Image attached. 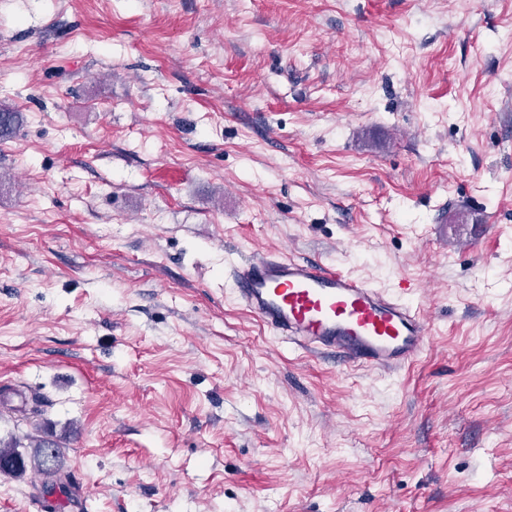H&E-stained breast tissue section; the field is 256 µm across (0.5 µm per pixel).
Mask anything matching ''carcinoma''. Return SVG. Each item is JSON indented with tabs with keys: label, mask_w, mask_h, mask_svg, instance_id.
Segmentation results:
<instances>
[{
	"label": "carcinoma",
	"mask_w": 512,
	"mask_h": 512,
	"mask_svg": "<svg viewBox=\"0 0 512 512\" xmlns=\"http://www.w3.org/2000/svg\"><path fill=\"white\" fill-rule=\"evenodd\" d=\"M62 458V448L56 442L40 441L30 455L23 454L16 445H3L0 446V473L18 478L31 468L42 475L44 494L59 492L65 495L67 486L59 475Z\"/></svg>",
	"instance_id": "carcinoma-1"
}]
</instances>
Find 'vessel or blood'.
Wrapping results in <instances>:
<instances>
[{
  "label": "vessel or blood",
  "mask_w": 512,
  "mask_h": 512,
  "mask_svg": "<svg viewBox=\"0 0 512 512\" xmlns=\"http://www.w3.org/2000/svg\"><path fill=\"white\" fill-rule=\"evenodd\" d=\"M230 277L264 325L348 364L396 371L426 345V324L407 300L323 264L259 255L233 264Z\"/></svg>",
  "instance_id": "b4317fda"
}]
</instances>
